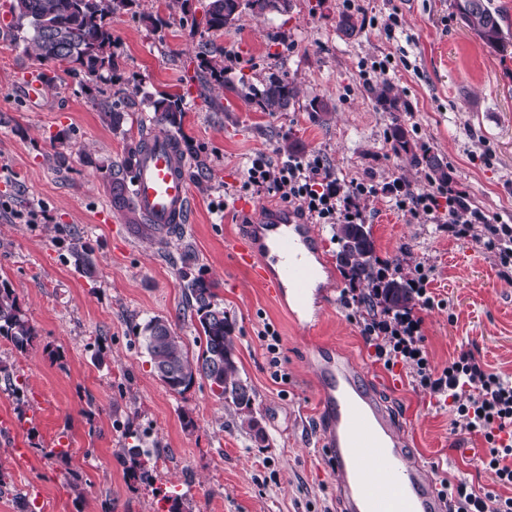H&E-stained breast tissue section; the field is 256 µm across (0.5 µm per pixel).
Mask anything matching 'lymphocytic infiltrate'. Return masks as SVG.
Segmentation results:
<instances>
[{"instance_id":"obj_1","label":"lymphocytic infiltrate","mask_w":512,"mask_h":512,"mask_svg":"<svg viewBox=\"0 0 512 512\" xmlns=\"http://www.w3.org/2000/svg\"><path fill=\"white\" fill-rule=\"evenodd\" d=\"M246 187L275 196L302 218L317 224H362L366 201L384 194L391 206L424 224L447 225L451 235L474 239L504 266L512 265V225H497L494 233H476L487 216L470 207L457 191L448 193V209L440 211L434 193H413L400 181L378 186L367 182L344 183L326 169L320 156L288 158L272 163L264 155L254 157L247 169ZM407 281L416 299L413 309L403 312L363 309L356 286L344 289L345 307L354 308L361 333L372 342L377 361L385 368L408 367L415 388L433 396L451 399V409L465 422L467 432L479 435L487 448L481 460L493 476L489 487H475L464 478L441 480L440 493L448 498L450 512H512V496L501 488H512V379L488 371L470 354L463 353L439 369L427 355L418 312L432 308L429 289L431 272L415 266Z\"/></svg>"}]
</instances>
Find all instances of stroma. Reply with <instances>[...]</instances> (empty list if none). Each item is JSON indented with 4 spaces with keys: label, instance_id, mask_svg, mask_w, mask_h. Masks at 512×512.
Segmentation results:
<instances>
[{
    "label": "stroma",
    "instance_id": "35a3bbf8",
    "mask_svg": "<svg viewBox=\"0 0 512 512\" xmlns=\"http://www.w3.org/2000/svg\"><path fill=\"white\" fill-rule=\"evenodd\" d=\"M11 3L0 0V281L14 289L38 338L20 352L0 337V411L15 421L13 433L0 434V473L9 483L0 512H17V493L28 512H167L161 495L168 491L185 494L192 512H340L307 361L311 346L326 343L362 367L433 482L462 475L491 484L480 465L483 440L466 433L447 403L414 388L405 366L385 369L343 307L346 281L330 225L316 227L331 300L312 332L234 263L229 246L248 221L241 202L271 219L288 213L277 196L242 188L256 155L282 161L285 137L301 154L320 155L342 182L398 179L417 193L436 190L424 170L391 148L392 116L373 95L386 83L410 106L401 119L412 143L447 162L471 206L512 225V56L483 46L459 21L454 0H293L289 12L246 14L214 34L228 60L223 85H206L190 21L167 0H138L112 20V92L128 114L122 136L102 122L65 66L57 67L53 87L28 97L43 67L13 29ZM349 11L362 25L350 39L336 30ZM148 14L163 27L148 25ZM271 71L299 90L288 111H261L232 90ZM162 93L184 95L176 136L198 146L208 168L190 184L188 223L164 248L113 206L101 171L121 161L140 132L157 131L148 100ZM323 97L335 109L318 122L309 104ZM31 212L38 223L25 222ZM367 215L379 261L432 271L435 304L421 313L431 363L441 368L469 351L488 370L512 376V269L474 241L398 214L384 197L368 202ZM77 236L91 252L94 278L72 264ZM187 244L233 322L265 442L241 428L240 415L206 379L180 395L152 371L140 335L150 318L167 319L191 354L202 346L179 276ZM267 325L280 336L274 356L260 337ZM17 384L22 393L14 392ZM16 435L32 451L22 471L10 455ZM135 437L158 462L152 482L128 477L121 463V448Z\"/></svg>",
    "mask_w": 512,
    "mask_h": 512
}]
</instances>
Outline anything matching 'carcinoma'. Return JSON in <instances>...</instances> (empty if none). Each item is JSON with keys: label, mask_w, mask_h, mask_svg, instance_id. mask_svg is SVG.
I'll use <instances>...</instances> for the list:
<instances>
[{"label": "carcinoma", "mask_w": 512, "mask_h": 512, "mask_svg": "<svg viewBox=\"0 0 512 512\" xmlns=\"http://www.w3.org/2000/svg\"><path fill=\"white\" fill-rule=\"evenodd\" d=\"M135 0H14L11 12L17 25H28L30 36L24 38L25 50H33L36 58L46 65L67 64V72L75 77L96 80L95 106L102 120L112 132L126 134L123 129L125 112L112 101V17L128 11ZM456 15L476 37L495 52L507 56L512 48V33L503 27V17L491 0H454ZM292 9V0H207L203 6L205 32H218L238 21L243 13L263 17L270 12L286 13ZM336 28L346 38L360 32L357 20L350 14L338 17ZM197 60L201 71L215 82L224 84V50L211 40L201 39L197 45ZM264 112H284L296 100V87L272 73L258 85L241 82L234 89ZM376 101L388 112L408 109V104L384 84L375 91ZM184 96L163 94L151 101L155 122L177 128L181 125ZM392 148L410 156L411 162L427 170L430 180L448 184V165L429 150L417 153L409 131L399 122L391 127ZM143 140L131 142L120 162L106 166L112 183V203L119 209L136 214L134 201L127 184V174L137 163ZM336 261L350 272L357 283H365L371 293L366 304H381L387 310L401 312L415 305V298L407 281L394 275H381L377 268L375 246L370 228L365 224H337ZM71 257L75 268L87 278L95 275L90 251L80 240H74ZM185 294L195 311L199 335L205 338V347L191 357L184 341L171 324L160 317L149 319L142 327L144 347L153 369L166 366L173 371L167 386L177 394L186 392L195 376L201 374L209 381L218 399L230 403L239 411L251 408L255 392L240 373L233 341V326L216 303L215 285L201 276L183 271ZM0 336L25 352L33 346L37 332L26 318L15 292L6 283L0 284ZM126 471L133 478L151 477L149 453L137 446L127 449L123 460Z\"/></svg>", "instance_id": "1"}]
</instances>
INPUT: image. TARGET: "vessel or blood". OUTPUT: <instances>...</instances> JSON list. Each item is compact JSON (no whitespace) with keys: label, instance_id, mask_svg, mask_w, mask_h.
Here are the masks:
<instances>
[{"label":"vessel or blood","instance_id":"vessel-or-blood-1","mask_svg":"<svg viewBox=\"0 0 512 512\" xmlns=\"http://www.w3.org/2000/svg\"><path fill=\"white\" fill-rule=\"evenodd\" d=\"M172 135L148 134L131 174L134 202L146 223H186L191 209L185 165ZM235 262L279 302L292 319L315 329L309 313L317 279L320 237L312 225L288 219L246 225L231 247ZM308 361L321 406L328 467L336 477L342 512H446L426 468L411 458L399 422L368 384L362 370L336 348L318 347Z\"/></svg>","mask_w":512,"mask_h":512}]
</instances>
